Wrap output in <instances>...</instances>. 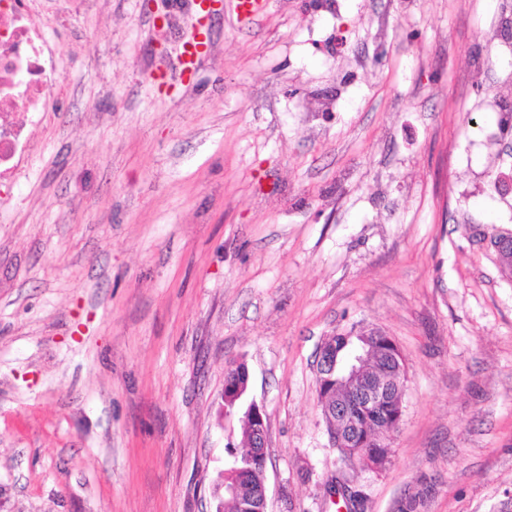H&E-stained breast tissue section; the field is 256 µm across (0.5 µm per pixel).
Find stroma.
<instances>
[{
	"instance_id": "35a3bbf8",
	"label": "stroma",
	"mask_w": 512,
	"mask_h": 512,
	"mask_svg": "<svg viewBox=\"0 0 512 512\" xmlns=\"http://www.w3.org/2000/svg\"><path fill=\"white\" fill-rule=\"evenodd\" d=\"M64 91L0 198V512H216L230 362L268 417L269 512H336L313 361L379 329L407 364L366 512H512V137L485 0L218 9L36 0ZM236 15L247 23L258 20L265 12L268 0H232ZM210 41V26L205 30L203 41L197 40L195 37L184 42L182 51L177 57L174 66V74L170 75V80L178 79L181 81L189 80L194 75L195 70L201 64L203 59V50ZM203 42V43H202Z\"/></svg>"
}]
</instances>
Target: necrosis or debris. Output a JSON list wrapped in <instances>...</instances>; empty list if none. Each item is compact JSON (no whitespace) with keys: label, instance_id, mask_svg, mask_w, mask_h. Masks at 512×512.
Masks as SVG:
<instances>
[{"label":"necrosis or debris","instance_id":"4bbe7bcc","mask_svg":"<svg viewBox=\"0 0 512 512\" xmlns=\"http://www.w3.org/2000/svg\"><path fill=\"white\" fill-rule=\"evenodd\" d=\"M54 27L27 0H0V184L17 183L31 130L62 89L61 54L48 36Z\"/></svg>","mask_w":512,"mask_h":512}]
</instances>
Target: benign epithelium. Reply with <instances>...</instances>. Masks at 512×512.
Returning <instances> with one entry per match:
<instances>
[{
  "label": "benign epithelium",
  "instance_id": "7a95c632",
  "mask_svg": "<svg viewBox=\"0 0 512 512\" xmlns=\"http://www.w3.org/2000/svg\"><path fill=\"white\" fill-rule=\"evenodd\" d=\"M354 336L361 342L360 348L348 352L340 359L336 353L335 343L326 339L321 343L315 360L316 391L326 426L330 427L327 431L329 445L339 450L343 470L375 467L371 457L353 448V444L358 442L362 445H384L396 432L400 419L371 429L363 428L361 424L350 419L346 404L336 400V382H341L343 391L356 397L364 408L372 410L386 401L392 392H404L408 376L405 369L385 379L366 375L364 365L369 354L367 348L371 347L372 341L384 340V346L379 349V353L390 364L396 359L403 358V355L395 341L381 330L357 336L350 333L344 335V338L348 341ZM249 413L253 420L256 443L258 447L265 448L268 439L266 411L263 406L254 402L249 408ZM338 421L347 427L346 433L336 432ZM342 492V497H331L334 503L341 504L339 512H361L366 507L365 494L354 483L344 481Z\"/></svg>",
  "mask_w": 512,
  "mask_h": 512
}]
</instances>
